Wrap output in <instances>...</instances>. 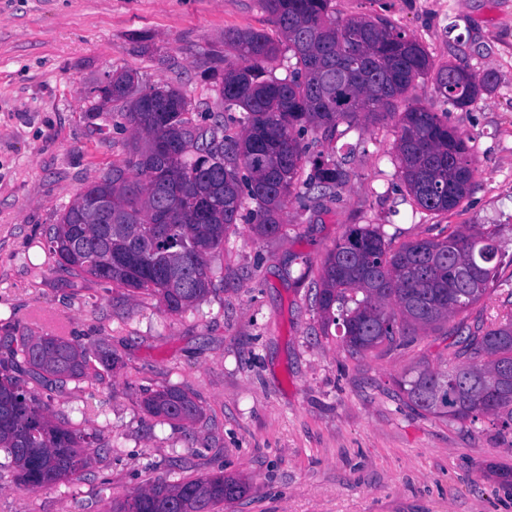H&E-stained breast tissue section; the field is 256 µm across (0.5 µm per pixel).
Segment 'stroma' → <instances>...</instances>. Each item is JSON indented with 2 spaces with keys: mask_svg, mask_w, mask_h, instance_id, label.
Here are the masks:
<instances>
[{
  "mask_svg": "<svg viewBox=\"0 0 512 512\" xmlns=\"http://www.w3.org/2000/svg\"><path fill=\"white\" fill-rule=\"evenodd\" d=\"M339 18L380 17L417 39L435 64L466 61L494 88L448 105L432 78L410 91L467 139L474 179L460 205L422 212L398 175L395 117L357 121L337 139L302 138L315 162L342 163L334 193L302 189L279 235L249 220L212 260L221 274L194 308L124 297L94 278L69 285L46 263L49 232L77 194L121 164L134 137L117 112L88 109L107 75L180 88L195 123L223 114L212 74L234 61L225 31L274 33L258 0H0V338L64 332L112 348L93 376L26 387L56 422L88 434L80 476L37 491L0 471V512H107L159 479L221 471L249 492L224 512H512V426L459 422L406 406L397 381L419 363L448 366L459 324L512 311V0H334ZM353 224L394 244L459 224L497 226L499 282L479 303L403 346L350 357L323 335L315 283ZM175 385L201 407L185 425L147 415V391Z\"/></svg>",
  "mask_w": 512,
  "mask_h": 512,
  "instance_id": "obj_1",
  "label": "stroma"
}]
</instances>
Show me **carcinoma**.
<instances>
[{
	"instance_id": "1",
	"label": "carcinoma",
	"mask_w": 512,
	"mask_h": 512,
	"mask_svg": "<svg viewBox=\"0 0 512 512\" xmlns=\"http://www.w3.org/2000/svg\"><path fill=\"white\" fill-rule=\"evenodd\" d=\"M278 39L254 29L224 32L236 63L215 81L224 111L240 112L232 136L220 121L195 126L181 90L141 89L128 72L112 80V101L137 145L112 166V212H85L80 199L66 209L48 239V253L74 285L86 277L155 297L171 314L202 301L214 287L210 257L226 231L254 204L262 236H276L283 210L303 166L302 134L310 128L332 139L338 126L360 117L395 114L415 82L432 76L436 90L456 107L471 105L493 88L463 61L437 65L426 49L379 17L336 19L332 0H258ZM286 43L285 77L270 65ZM175 145L163 158L155 140ZM395 150L399 177L416 205L447 213L467 196L474 176L464 137L446 114L416 101L401 113ZM314 185L332 190L349 173L317 164ZM497 230L461 225L445 237H423L397 247L368 225L349 227L327 254L314 304L321 330H339L344 349L363 355L394 347L419 329H437L478 303L498 281ZM445 371L414 368L397 382L412 409L458 421L491 415L512 423V314L498 323L477 321L456 330ZM119 361L108 347L94 349L66 336L37 334L0 343V452L16 481L31 491L65 480L90 461L81 431L57 424L24 389L17 373L35 379L82 378ZM502 377L493 400L483 396L488 376ZM151 417L193 422L199 405L177 387L142 401ZM247 491L222 471L206 477L158 480L112 503L109 512H217Z\"/></svg>"
}]
</instances>
